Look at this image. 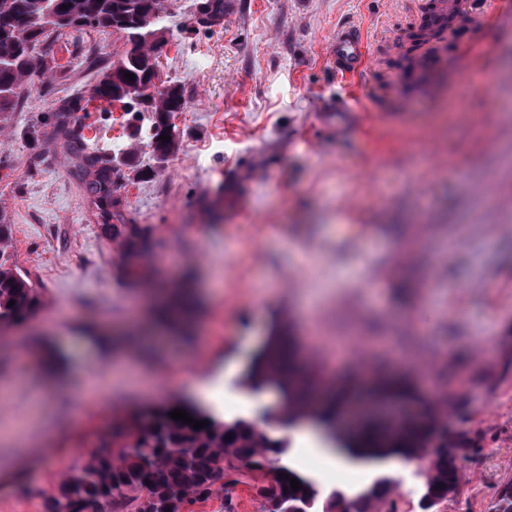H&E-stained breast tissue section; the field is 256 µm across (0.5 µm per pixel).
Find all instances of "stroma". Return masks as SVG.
I'll return each instance as SVG.
<instances>
[{
    "label": "stroma",
    "mask_w": 512,
    "mask_h": 512,
    "mask_svg": "<svg viewBox=\"0 0 512 512\" xmlns=\"http://www.w3.org/2000/svg\"><path fill=\"white\" fill-rule=\"evenodd\" d=\"M205 2L160 3L157 70L185 100L166 158L146 146L152 112L70 109L124 49L106 29L43 42L54 71L0 130V214L40 300L0 331V512H42L60 479L52 460L111 440L134 413L193 406L195 378L225 416L241 415L224 373L246 371L277 320L329 377L352 367L339 346L359 337L370 360L439 387L449 431L472 447L438 512H495L512 482V0H472L442 45L446 83L414 92L415 123L395 81L418 0H222L212 22ZM348 27L364 30L370 62L350 80L324 55ZM97 42L109 57L95 63ZM89 128L88 151L112 168L115 214L83 191L72 137ZM117 218L148 229L146 258L128 261L106 229ZM360 229L387 268L371 290L354 287L362 265L339 247ZM150 288L196 290L193 320L157 331L134 317ZM282 459L324 494L378 475L328 469L292 442ZM190 510L265 506L239 486Z\"/></svg>",
    "instance_id": "stroma-1"
}]
</instances>
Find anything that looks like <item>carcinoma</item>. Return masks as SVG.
Returning <instances> with one entry per match:
<instances>
[{
  "instance_id": "obj_1",
  "label": "carcinoma",
  "mask_w": 512,
  "mask_h": 512,
  "mask_svg": "<svg viewBox=\"0 0 512 512\" xmlns=\"http://www.w3.org/2000/svg\"><path fill=\"white\" fill-rule=\"evenodd\" d=\"M157 0H0V115L12 112L25 85L33 77L46 75L47 65L38 53L41 42L51 33L110 28L124 35L125 49L118 54L100 79L93 100L106 106L129 110L138 102L150 105L157 115L148 147L159 156L171 153L176 144L173 113L184 102L175 85L158 83L157 63L149 44L137 37L140 29L129 21L146 17ZM135 75L129 81L124 73ZM170 141L158 140L161 135ZM91 177L85 180L89 194L108 206L112 198L111 169L93 159ZM115 237H123L128 258H141L150 251L147 229L138 225L109 224ZM8 225L0 224V330L25 321L36 312L39 297L31 280L23 275L8 252ZM13 306H8L9 302ZM194 305L186 295L175 298L155 321L174 327L191 320ZM249 390L261 387L276 393L288 423L303 413L331 443L366 460L402 457L411 459L441 429L440 405L427 402L413 392L409 375H379L369 385L355 370L327 382L320 367L304 358L291 328L277 325L267 336L263 349L254 357L245 375ZM370 393L387 407L417 416L406 419H371L346 433H336V421L344 407ZM171 406L118 435V446L90 452L87 461L63 473L57 492L46 497L43 512H185L187 506L208 499L216 490L247 487L262 499L266 512H314L318 495L307 476L281 462L282 445L260 437L255 423L243 418L219 420L195 410L186 412L205 427L170 418ZM470 448L464 432L449 444H441L432 466L439 480H425L423 509L452 500L458 494V462ZM287 473L288 478L281 477ZM297 479L302 488L284 490ZM391 480L386 476L351 492L332 491L321 512H369L373 504L384 512H398L390 496Z\"/></svg>"
}]
</instances>
